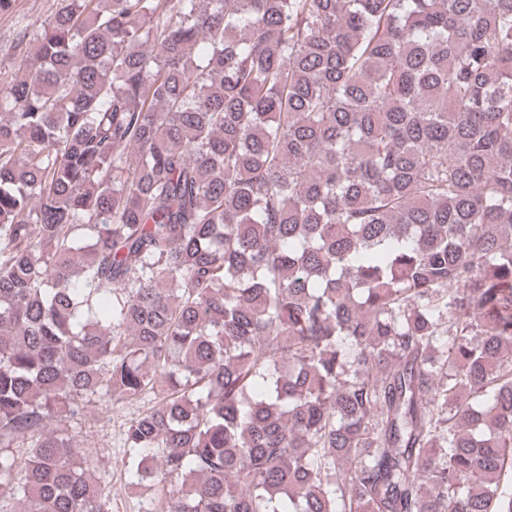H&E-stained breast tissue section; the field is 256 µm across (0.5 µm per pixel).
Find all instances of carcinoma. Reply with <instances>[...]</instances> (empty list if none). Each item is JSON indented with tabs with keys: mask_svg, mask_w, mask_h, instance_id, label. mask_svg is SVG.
<instances>
[{
	"mask_svg": "<svg viewBox=\"0 0 512 512\" xmlns=\"http://www.w3.org/2000/svg\"><path fill=\"white\" fill-rule=\"evenodd\" d=\"M0 94V503L512 512V0H61ZM136 412V406L113 401L112 407L97 405L92 414L98 417L96 427L84 436L87 456L98 465V473L112 483V502L108 512H145L152 491L147 488L130 489L125 485L121 470L119 448L126 419Z\"/></svg>",
	"mask_w": 512,
	"mask_h": 512,
	"instance_id": "1",
	"label": "carcinoma"
}]
</instances>
